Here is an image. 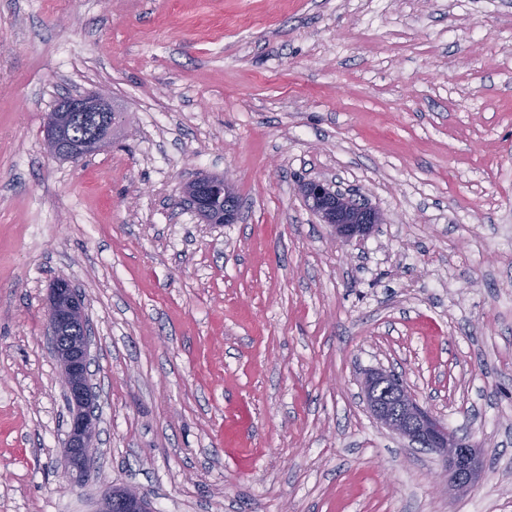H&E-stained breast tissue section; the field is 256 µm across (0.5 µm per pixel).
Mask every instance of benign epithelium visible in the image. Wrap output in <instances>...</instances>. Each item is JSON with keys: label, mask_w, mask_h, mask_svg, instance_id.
<instances>
[{"label": "benign epithelium", "mask_w": 512, "mask_h": 512, "mask_svg": "<svg viewBox=\"0 0 512 512\" xmlns=\"http://www.w3.org/2000/svg\"><path fill=\"white\" fill-rule=\"evenodd\" d=\"M114 111L112 102L96 93L72 95L62 100L46 117L47 153L69 161L83 160L98 153L111 142ZM74 112L99 113V128L78 140L70 139ZM299 191L323 222L334 229L336 236L346 241L368 234L374 225L384 221L383 215L366 199L340 189L333 190L322 180L304 182ZM181 194L206 224H234L239 219V199L232 183L223 176H199L184 185ZM47 334L70 406L65 478L70 483H80L96 464L97 394L90 374L92 330L86 320L84 296L62 280L50 289ZM363 393L367 406L382 425L410 444L427 448L439 457L448 494L474 486L482 468L480 450L469 437L458 435L423 408L401 380L389 371H374L367 375ZM97 512L153 510L137 490L122 487L107 494Z\"/></svg>", "instance_id": "7a95c632"}]
</instances>
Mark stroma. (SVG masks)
I'll return each instance as SVG.
<instances>
[{
    "label": "stroma",
    "instance_id": "stroma-1",
    "mask_svg": "<svg viewBox=\"0 0 512 512\" xmlns=\"http://www.w3.org/2000/svg\"><path fill=\"white\" fill-rule=\"evenodd\" d=\"M112 142L44 148L68 93ZM233 178L234 224L181 201ZM384 213L337 239L298 193ZM85 296L97 469L63 476L47 343L57 277ZM394 370L483 458L384 428ZM512 512V0H0V512ZM73 112L78 113L73 121L76 132L84 133L94 124V115L100 112L98 129L86 133L82 139L71 140V120ZM113 112V115H112ZM117 111L112 102L96 93L77 94L62 100L49 112L45 123V147L54 158L79 161L97 154L111 142L112 119ZM64 149V150H63ZM363 393L367 406L382 425L409 444L428 448L439 457L449 495L474 486L482 468L480 450L468 436H459L423 408L391 371L368 374ZM116 505L120 510L116 511ZM97 512H153L150 504L137 490L129 487L113 489L101 502Z\"/></svg>",
    "mask_w": 512,
    "mask_h": 512
}]
</instances>
